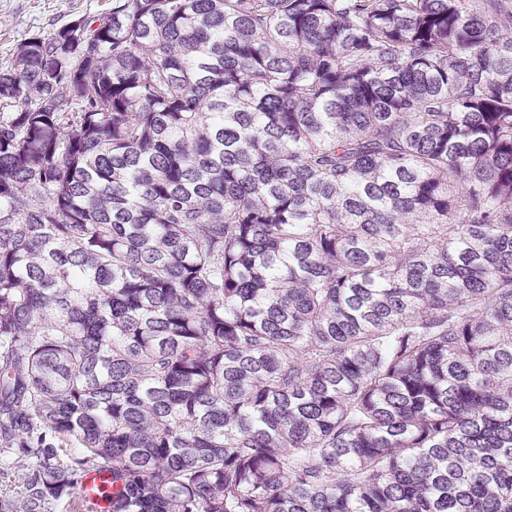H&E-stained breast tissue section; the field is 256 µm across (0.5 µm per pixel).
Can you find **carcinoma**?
<instances>
[{
	"label": "carcinoma",
	"instance_id": "1",
	"mask_svg": "<svg viewBox=\"0 0 512 512\" xmlns=\"http://www.w3.org/2000/svg\"><path fill=\"white\" fill-rule=\"evenodd\" d=\"M512 512V0H109L0 66V512ZM86 502V510L91 512H111L112 477L106 473H91L81 488Z\"/></svg>",
	"mask_w": 512,
	"mask_h": 512
}]
</instances>
